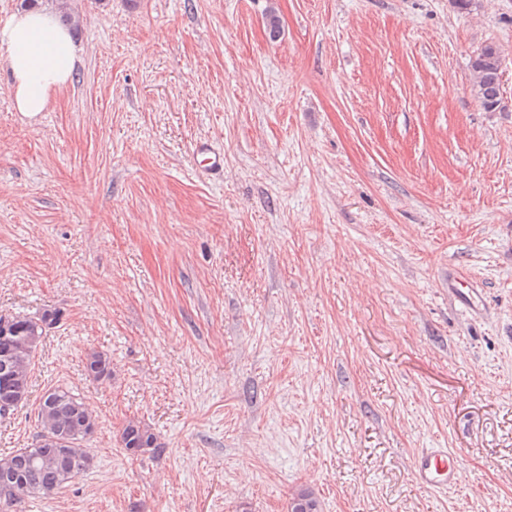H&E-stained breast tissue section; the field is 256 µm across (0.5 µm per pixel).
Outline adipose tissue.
Here are the masks:
<instances>
[{
  "instance_id": "obj_1",
  "label": "adipose tissue",
  "mask_w": 512,
  "mask_h": 512,
  "mask_svg": "<svg viewBox=\"0 0 512 512\" xmlns=\"http://www.w3.org/2000/svg\"><path fill=\"white\" fill-rule=\"evenodd\" d=\"M0 46L17 111L35 116L46 110L51 96L72 79L80 50L69 30L50 9L12 15L0 28Z\"/></svg>"
}]
</instances>
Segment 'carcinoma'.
<instances>
[{"mask_svg":"<svg viewBox=\"0 0 512 512\" xmlns=\"http://www.w3.org/2000/svg\"><path fill=\"white\" fill-rule=\"evenodd\" d=\"M62 21L72 29L81 28L83 18L75 13L69 0H59ZM470 70L473 87L483 108L488 112L499 109L502 87L499 72L503 71L499 48L487 43L471 58ZM58 311L46 310L37 317L11 315L13 324L9 335L14 337L15 354L13 389L29 393L30 372L35 353L41 340L53 328L50 317ZM87 376L95 382L112 379V360L102 352H92L86 360ZM40 431L35 443L21 448L0 459V482L9 478L10 490L0 486V512H21L20 506L35 495H49L88 470L92 456L81 443L88 438V430L96 427V416L83 398L67 387L48 389L39 404ZM122 447L131 455L163 452L153 429L138 420L128 421L120 435ZM303 504L306 512H321L319 501L307 490H300L292 497V504Z\"/></svg>","mask_w":512,"mask_h":512,"instance_id":"cac0c4a2","label":"carcinoma"}]
</instances>
